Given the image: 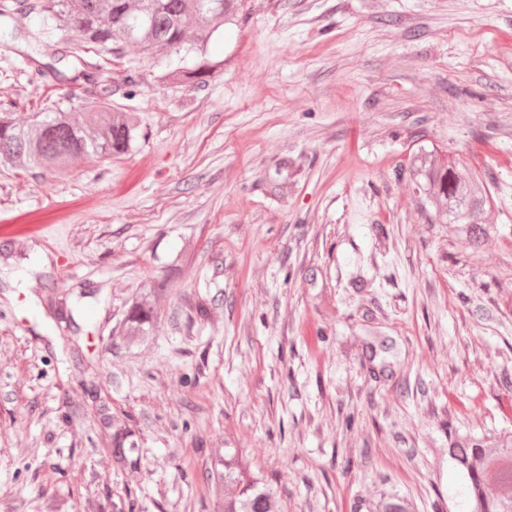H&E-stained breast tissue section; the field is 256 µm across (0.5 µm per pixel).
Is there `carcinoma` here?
<instances>
[{"instance_id":"cac0c4a2","label":"carcinoma","mask_w":512,"mask_h":512,"mask_svg":"<svg viewBox=\"0 0 512 512\" xmlns=\"http://www.w3.org/2000/svg\"><path fill=\"white\" fill-rule=\"evenodd\" d=\"M22 8L35 15L32 39L41 45H70L36 62L33 76L67 84L69 73L85 79L91 70L104 73L102 46L136 45L155 58L161 69L156 78L166 84L200 86L215 70L207 57L214 33L234 25L242 0H38L0 3V17ZM141 138L133 116L112 111L103 99L82 112L61 109L21 114L0 109V162L33 174L55 172L79 156L110 159L127 154ZM425 212L435 224H455L475 252L483 250L496 227L483 222L486 198L477 176L460 159L438 160L435 151L418 146L408 165ZM158 313L139 298L131 300L120 336L131 346L153 336ZM112 429L111 465H128L126 443L133 430L110 414L103 416ZM216 464L201 475L215 512H285L281 497L266 476L234 448L213 450ZM448 459L462 481L465 512H512V432L495 436L457 434ZM376 512H412L406 500L391 496L380 500Z\"/></svg>"}]
</instances>
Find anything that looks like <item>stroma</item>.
I'll use <instances>...</instances> for the list:
<instances>
[{
  "mask_svg": "<svg viewBox=\"0 0 512 512\" xmlns=\"http://www.w3.org/2000/svg\"><path fill=\"white\" fill-rule=\"evenodd\" d=\"M33 28L0 21V107L94 105L34 78ZM208 52L193 88L105 59L127 155L0 163V512H215L214 448L287 512H458L451 437L512 431V0H245ZM421 142L484 179L485 250L428 222ZM135 297L159 320L130 349ZM104 423L112 429L111 465L112 469H124L128 465V449L126 443L133 435V430L118 418L111 414L102 417Z\"/></svg>",
  "mask_w": 512,
  "mask_h": 512,
  "instance_id": "35a3bbf8",
  "label": "stroma"
}]
</instances>
